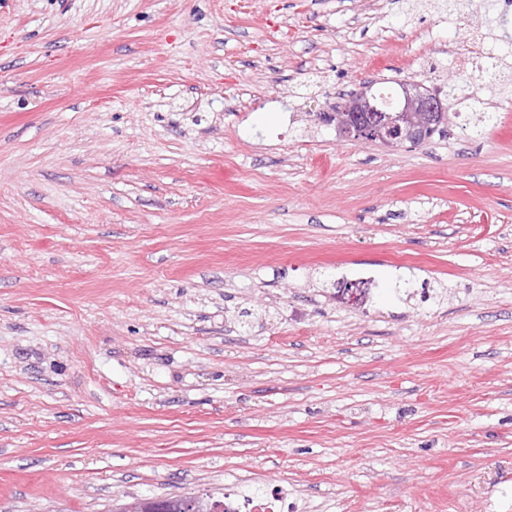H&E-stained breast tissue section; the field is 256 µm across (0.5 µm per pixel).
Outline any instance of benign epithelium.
<instances>
[{
    "instance_id": "1",
    "label": "benign epithelium",
    "mask_w": 512,
    "mask_h": 512,
    "mask_svg": "<svg viewBox=\"0 0 512 512\" xmlns=\"http://www.w3.org/2000/svg\"><path fill=\"white\" fill-rule=\"evenodd\" d=\"M401 92L398 107L391 109L378 101L372 85L364 84L329 119L336 122L342 134L356 140L387 147L404 143L420 146L428 141L433 127L446 118L447 108L440 91L421 83L404 82Z\"/></svg>"
}]
</instances>
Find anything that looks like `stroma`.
Here are the masks:
<instances>
[{
  "label": "stroma",
  "mask_w": 512,
  "mask_h": 512,
  "mask_svg": "<svg viewBox=\"0 0 512 512\" xmlns=\"http://www.w3.org/2000/svg\"><path fill=\"white\" fill-rule=\"evenodd\" d=\"M504 2L0 0V512H512ZM465 24L490 123L317 122ZM241 497L243 498V507L247 508L249 511H241L239 510V504H233V503H225V495H224V508L223 506L220 507L219 510H222L220 512H284L280 511L282 506V497L281 495L272 489L267 496L257 502H254V500L247 494V493H240ZM252 499V501L247 503L245 505L246 501H249V499ZM225 509V510H224ZM237 510V511H236ZM214 500L216 499L208 494L172 496L165 499L162 510H155L148 505L142 512H214Z\"/></svg>",
  "instance_id": "obj_1"
}]
</instances>
